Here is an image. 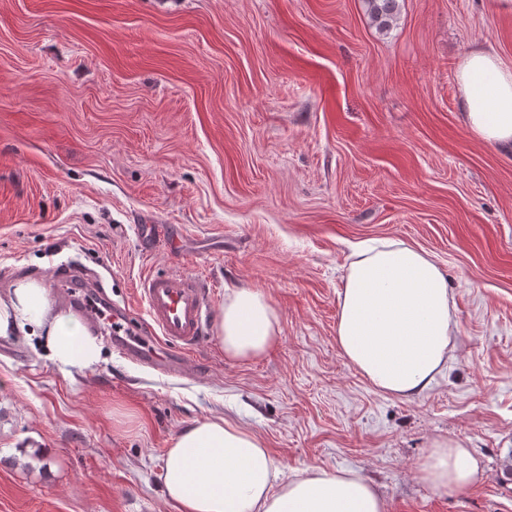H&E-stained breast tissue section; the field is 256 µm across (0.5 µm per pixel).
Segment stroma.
I'll use <instances>...</instances> for the list:
<instances>
[{"mask_svg":"<svg viewBox=\"0 0 512 512\" xmlns=\"http://www.w3.org/2000/svg\"><path fill=\"white\" fill-rule=\"evenodd\" d=\"M512 67V0H0V289L98 274L114 303L155 272L197 276L218 313L262 291L264 355L216 327L166 375L111 342L68 375L36 336H0V512H176L161 472L179 432L221 417L284 476L351 469L389 512H512V148L461 121L467 53ZM163 231L142 248L137 227ZM178 239L180 254L167 243ZM401 241L452 290L453 359L410 400L336 343L353 249ZM482 478L419 479L432 443ZM366 11L380 30L389 29L398 14V0H364ZM278 316L255 289L234 291L219 312L218 336L224 353L233 358H251L266 353L278 340ZM482 472L479 460L468 448L448 440L435 441L418 469L423 481L449 494L465 492Z\"/></svg>","mask_w":512,"mask_h":512,"instance_id":"stroma-1","label":"stroma"}]
</instances>
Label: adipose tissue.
Here are the masks:
<instances>
[{
	"instance_id": "obj_1",
	"label": "adipose tissue",
	"mask_w": 512,
	"mask_h": 512,
	"mask_svg": "<svg viewBox=\"0 0 512 512\" xmlns=\"http://www.w3.org/2000/svg\"><path fill=\"white\" fill-rule=\"evenodd\" d=\"M463 124L486 143L512 146V67L476 48L456 73ZM448 278L429 254L401 242L357 249L339 297L336 343L377 390L423 394L452 357L455 323ZM40 337L60 369H91L102 344L88 321L58 306L43 281L24 277L0 293V336ZM278 316L255 289L234 291L219 312L218 335L233 358L266 353L278 340ZM482 473L461 444L435 441L419 477L451 494ZM164 496L178 512H387L382 496L356 472L303 469L280 480L263 441L224 419L185 428L165 457Z\"/></svg>"
}]
</instances>
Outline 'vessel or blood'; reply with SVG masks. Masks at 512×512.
<instances>
[{"mask_svg":"<svg viewBox=\"0 0 512 512\" xmlns=\"http://www.w3.org/2000/svg\"><path fill=\"white\" fill-rule=\"evenodd\" d=\"M149 321L136 328L126 310L99 317L98 327L121 353L143 367L172 372L179 366L178 351L195 346L202 338L209 313L208 296L194 277L178 273H154L141 280ZM175 352L158 358L161 345Z\"/></svg>","mask_w":512,"mask_h":512,"instance_id":"obj_1","label":"vessel or blood"}]
</instances>
